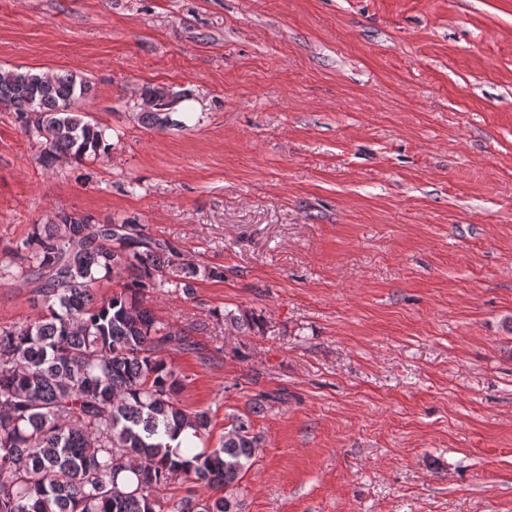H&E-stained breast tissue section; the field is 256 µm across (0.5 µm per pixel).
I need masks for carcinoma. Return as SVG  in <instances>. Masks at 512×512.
Segmentation results:
<instances>
[{
    "mask_svg": "<svg viewBox=\"0 0 512 512\" xmlns=\"http://www.w3.org/2000/svg\"><path fill=\"white\" fill-rule=\"evenodd\" d=\"M91 91L74 73L0 69V105L16 112L47 163L97 158L108 127L77 103ZM138 122L163 130L181 93L144 86ZM217 267L183 259L141 224L89 213L34 224L0 280L31 286L40 314L0 327V512H244L241 482L260 448L248 417L234 415L211 443L207 409L188 410L173 363L196 351L190 334L149 306L173 283L184 292ZM121 291L100 299L109 278ZM251 333L253 315L229 316ZM197 443L181 447L180 431Z\"/></svg>",
    "mask_w": 512,
    "mask_h": 512,
    "instance_id": "carcinoma-1",
    "label": "carcinoma"
}]
</instances>
